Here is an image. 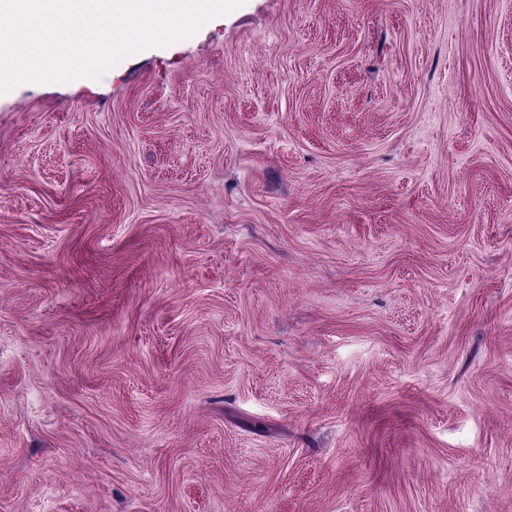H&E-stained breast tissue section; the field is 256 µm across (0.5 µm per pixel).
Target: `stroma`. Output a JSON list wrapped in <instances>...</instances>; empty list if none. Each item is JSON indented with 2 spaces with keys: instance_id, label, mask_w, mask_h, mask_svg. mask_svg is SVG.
<instances>
[{
  "instance_id": "obj_1",
  "label": "stroma",
  "mask_w": 512,
  "mask_h": 512,
  "mask_svg": "<svg viewBox=\"0 0 512 512\" xmlns=\"http://www.w3.org/2000/svg\"><path fill=\"white\" fill-rule=\"evenodd\" d=\"M0 512H512V0L0 94Z\"/></svg>"
}]
</instances>
